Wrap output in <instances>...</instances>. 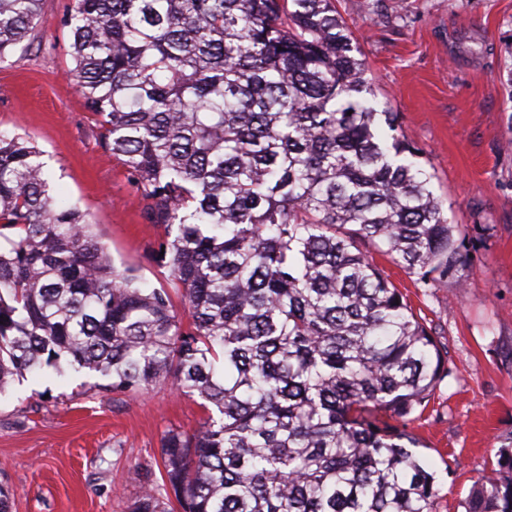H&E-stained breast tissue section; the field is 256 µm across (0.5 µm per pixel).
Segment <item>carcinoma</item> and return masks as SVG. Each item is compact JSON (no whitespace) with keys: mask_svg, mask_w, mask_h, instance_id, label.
Listing matches in <instances>:
<instances>
[{"mask_svg":"<svg viewBox=\"0 0 512 512\" xmlns=\"http://www.w3.org/2000/svg\"><path fill=\"white\" fill-rule=\"evenodd\" d=\"M42 4L0 0V59ZM63 24L190 321L0 136V391L71 367L198 396L206 418L164 437L163 485L130 512H436L408 425L450 370L361 245L433 288L463 282L465 242L332 0H72ZM496 464L464 512H512V434Z\"/></svg>","mask_w":512,"mask_h":512,"instance_id":"cac0c4a2","label":"carcinoma"}]
</instances>
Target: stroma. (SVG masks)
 I'll use <instances>...</instances> for the list:
<instances>
[{"label": "stroma", "mask_w": 512, "mask_h": 512, "mask_svg": "<svg viewBox=\"0 0 512 512\" xmlns=\"http://www.w3.org/2000/svg\"><path fill=\"white\" fill-rule=\"evenodd\" d=\"M70 2L45 0L34 38L0 59V134L41 151L56 198L80 208L117 268H134L144 287H169L158 261L165 227L151 222L66 76ZM335 6L366 59L373 104L399 113L466 234L460 285L422 288L375 258L448 361L450 375L409 429L435 474L437 512H464L512 433V0ZM100 382L71 370L29 375L0 393V483L13 490L12 512H128L147 479L161 477L164 435L205 419L199 398L170 383L128 397Z\"/></svg>", "instance_id": "obj_1"}]
</instances>
